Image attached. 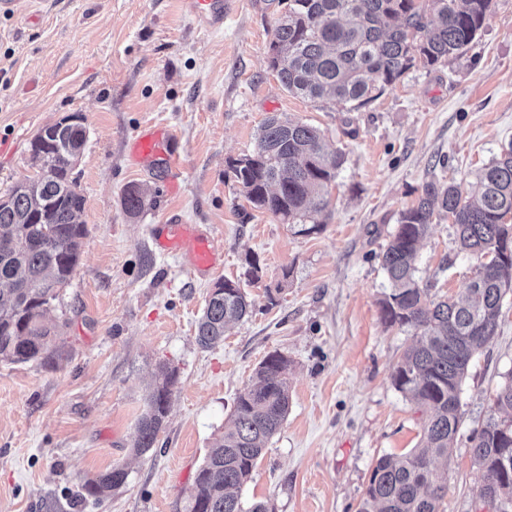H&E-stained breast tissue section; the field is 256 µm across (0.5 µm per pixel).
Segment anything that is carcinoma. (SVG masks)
Returning a JSON list of instances; mask_svg holds the SVG:
<instances>
[{
  "label": "carcinoma",
  "instance_id": "1",
  "mask_svg": "<svg viewBox=\"0 0 512 512\" xmlns=\"http://www.w3.org/2000/svg\"><path fill=\"white\" fill-rule=\"evenodd\" d=\"M270 45L269 65L288 92L312 102L361 106L395 84L416 63L433 67L463 53L482 29L494 0H285ZM55 125L31 142L32 157L53 174L15 185L0 205V360L24 364L49 359L55 332L45 314L57 290L79 263L87 225L78 222L85 199L73 189L75 154L86 143L84 126L64 135ZM227 162L224 176L253 207L290 224L328 207V187L343 162L330 152L320 129L277 114L262 125L254 152ZM436 214H445L460 250L482 259L466 295L428 299L417 277V256ZM512 145L481 172L474 194L450 183L424 186L415 205L402 211L382 252L390 292L381 301L389 326L413 331L393 376L395 388L423 409L424 446L401 457L384 455L374 466L358 512H443L447 488L435 462L448 459L463 419L461 385L475 355L497 334L502 302L512 292ZM209 293L196 325V342L211 348L229 326L252 313L240 283L224 279ZM255 383L236 399L224 433L194 477L185 512H268L263 502L244 506L240 491L289 408V363L269 353ZM177 370L158 365L137 424L134 444L154 448L168 417ZM483 472V493L498 512H512V374L493 399L490 413L471 438ZM121 467L82 485L83 498L101 500L122 487Z\"/></svg>",
  "mask_w": 512,
  "mask_h": 512
}]
</instances>
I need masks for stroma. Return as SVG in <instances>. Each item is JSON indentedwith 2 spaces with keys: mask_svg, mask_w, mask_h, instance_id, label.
<instances>
[{
  "mask_svg": "<svg viewBox=\"0 0 512 512\" xmlns=\"http://www.w3.org/2000/svg\"><path fill=\"white\" fill-rule=\"evenodd\" d=\"M282 9L233 0L218 31L183 0H9L0 5V197L33 176L30 143L78 114L87 141L73 175L88 233L79 265L47 314L52 360L0 361V512H183L196 470L237 396L272 351L289 363L290 405L241 495L268 512H357L373 467L422 437L421 410L393 384L409 332L386 326L388 281L378 259L401 212L430 182L472 188L512 143V0H497L476 39L434 68L413 67L376 100L312 102L269 66ZM318 127L344 163L318 232L305 235L254 209L227 161L251 153L274 114ZM168 130L151 174L129 148L145 128ZM144 189L129 213L128 188ZM178 217L210 228L223 267L198 281L158 253L152 225ZM262 272L247 276L250 260ZM478 263L447 217L422 242L417 276L430 297L465 292ZM240 282L252 316L204 349L196 321L221 279ZM274 291L276 306L266 293ZM178 373L154 448H132L158 363ZM512 373V294L493 340L470 363L465 411L449 461L445 512H480L482 473L469 441ZM125 484L101 502L80 486L112 467Z\"/></svg>",
  "mask_w": 512,
  "mask_h": 512,
  "instance_id": "1",
  "label": "stroma"
}]
</instances>
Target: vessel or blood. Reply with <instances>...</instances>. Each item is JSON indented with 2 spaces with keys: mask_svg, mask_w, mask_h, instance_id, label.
Listing matches in <instances>:
<instances>
[{
  "mask_svg": "<svg viewBox=\"0 0 512 512\" xmlns=\"http://www.w3.org/2000/svg\"><path fill=\"white\" fill-rule=\"evenodd\" d=\"M184 4L197 21L216 29L223 26L224 16L231 8L229 0H184ZM168 138V133L160 129L141 132L132 143L133 164L148 168L163 155ZM152 241L161 253L185 257L190 273L199 277L212 273L224 263V255L215 247L211 235L176 219L154 227Z\"/></svg>",
  "mask_w": 512,
  "mask_h": 512,
  "instance_id": "vessel-or-blood-1",
  "label": "vessel or blood"
}]
</instances>
